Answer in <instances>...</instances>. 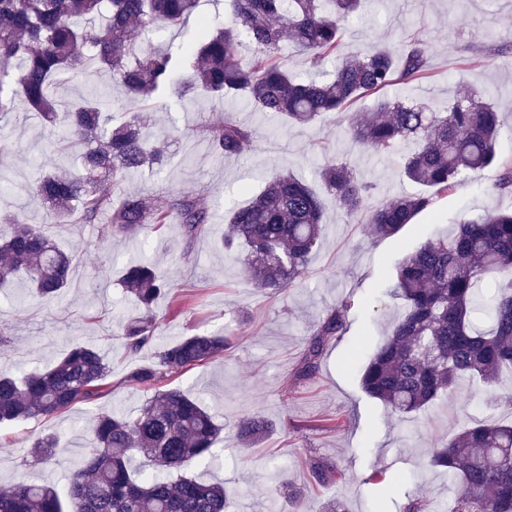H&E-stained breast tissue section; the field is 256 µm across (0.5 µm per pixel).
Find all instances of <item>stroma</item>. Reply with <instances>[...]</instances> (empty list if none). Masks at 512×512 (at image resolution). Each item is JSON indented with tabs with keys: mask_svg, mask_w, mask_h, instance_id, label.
<instances>
[{
	"mask_svg": "<svg viewBox=\"0 0 512 512\" xmlns=\"http://www.w3.org/2000/svg\"><path fill=\"white\" fill-rule=\"evenodd\" d=\"M431 45L433 71L414 88L421 101L447 107L457 85L490 93L502 114L499 147L512 155V0H373L369 11L347 24L342 51L361 56L378 43L400 45L409 35ZM508 46L504 56H489L488 46ZM148 135L178 128L168 165L161 173L144 171L125 178L121 191L158 199L172 193L202 199L213 214L206 234L186 241L177 223L135 234H111L102 224H52L47 209L29 187L40 170H51L69 142L43 129L37 113L26 122L0 124L13 144L0 158L8 179L0 184V212H19L44 227L61 248L73 252L74 268L65 292L50 301L23 297L19 289L0 293V334L11 336L0 352V370L20 374L53 365L72 340L98 348L112 372L103 396L70 408L55 418H34L0 429V488L24 480L65 485L74 459L86 443L87 428L100 413L137 411L151 390L127 385L126 373L149 352L130 357L119 326L134 315V299L122 289L128 261L147 255L169 275L172 288L154 306L156 336L173 342L185 336H229V359H216L166 382L208 403L223 425L217 456L193 463L188 473L201 481L223 480L231 493V512H325L329 501L345 512H400L408 494L418 492L450 508L454 485L443 469L427 466V455L442 440L480 421L512 422V411L496 407V398L512 391V373L496 387L460 380L452 397L426 411L399 418L367 396L359 381L362 367L385 341L390 320L402 310L392 294L395 268L412 249L431 237L445 236L461 218L512 207V196L494 188L495 170L458 181L448 196L420 213L397 236H369L361 218H347L324 197L325 225L305 283L281 293L255 288L243 264L226 259L221 239L224 210L245 205L273 174L284 171L311 181L326 158L346 160L373 189L369 206L401 193L417 192L399 174L396 154L355 146L328 116L309 127L284 125L245 102H227L194 94L179 106L157 100L143 108ZM231 118L253 129L254 137L237 157L214 152L205 121ZM352 307L345 330L326 348L319 370L309 378L297 369L310 328L343 298ZM177 318H170L173 308ZM245 415L268 421L272 429L259 444L240 442L236 426ZM61 442L49 461L34 463L31 445L49 434ZM335 464L336 482L313 485L314 462ZM304 488L300 501L273 495L282 481Z\"/></svg>",
	"mask_w": 512,
	"mask_h": 512,
	"instance_id": "stroma-1",
	"label": "stroma"
}]
</instances>
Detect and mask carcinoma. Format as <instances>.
Here are the masks:
<instances>
[{
    "label": "carcinoma",
    "instance_id": "obj_1",
    "mask_svg": "<svg viewBox=\"0 0 512 512\" xmlns=\"http://www.w3.org/2000/svg\"><path fill=\"white\" fill-rule=\"evenodd\" d=\"M224 23L203 24L186 48L136 49L135 30L158 34L198 13L200 0H0V120L15 100L53 126L64 114L79 147L82 173L56 170L40 176L34 197L49 205V221L66 224L79 210L85 224L106 223L115 234L178 217L193 240L211 224V209L199 198L175 194L164 200L113 191L127 174L160 172L165 146L145 135L140 109L156 95L241 97L256 111L292 125H310L334 114L347 138L364 150L396 152L401 175L424 191L366 205L372 185L344 160L328 158L316 170L325 191L348 217L364 216L376 239L397 235L421 212L448 194L461 177L497 169L495 189L512 195V158L499 151L500 123L493 103L474 87L460 89L444 112L431 103L392 95L427 78L432 50L420 37L402 49L376 45L362 57L337 52L344 23L360 17L365 0H225ZM253 49L244 63L239 49ZM307 55L310 73L293 74L282 61L288 45ZM97 66L125 91L130 111L117 125L105 100L88 94L59 109L57 87ZM181 73L189 79H178ZM375 96L373 111L352 104ZM211 147L225 156L241 154L254 130L231 119L206 126ZM320 197L306 181L288 173L271 177L245 206L231 212L222 245L235 259L246 251L252 280L278 293L300 284L319 244ZM0 238V286L27 284V294L53 298L68 284L72 257L60 251L36 224L19 214ZM122 282L140 314L121 326L127 352L152 349V361L132 369L125 382L157 389L135 415L103 413L91 424L92 439L62 492L51 485L17 482L0 490V512H228L230 493L184 472L212 454L220 428L202 401L177 390H161L167 378L203 365L232 348L227 336L196 334L170 343L155 336L153 307L168 288L166 277L146 259L125 267ZM395 291L402 313L386 341L360 372L365 392L404 418L453 394L465 378L493 385L512 370V209L468 217L445 238H432L409 252L396 270ZM351 300L329 309L314 327L298 375L318 370L329 341L342 334ZM110 368L100 352L77 344L49 369L22 377L0 374V426L50 417L104 392ZM245 444L267 433L265 420L246 416L237 426ZM59 437L37 440L30 456L41 461L55 452ZM431 467L454 480L453 512H512V425L478 423L435 448ZM320 485L337 480L333 464L317 462ZM402 512H436L418 494Z\"/></svg>",
    "mask_w": 512,
    "mask_h": 512
}]
</instances>
